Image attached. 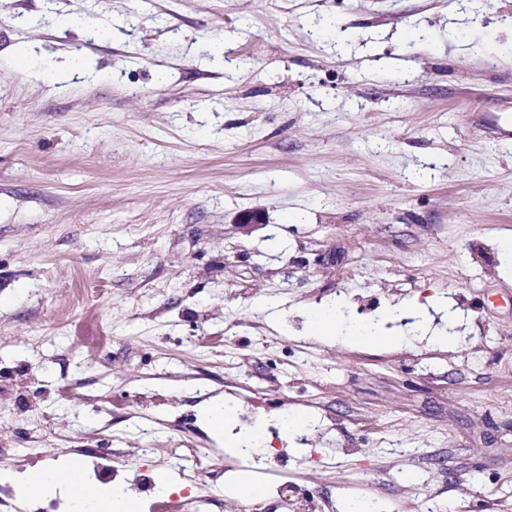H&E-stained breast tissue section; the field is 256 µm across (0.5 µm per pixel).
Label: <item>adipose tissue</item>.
<instances>
[{"mask_svg": "<svg viewBox=\"0 0 512 512\" xmlns=\"http://www.w3.org/2000/svg\"><path fill=\"white\" fill-rule=\"evenodd\" d=\"M29 495L40 497L60 493L70 498L72 512H136V503L123 486L88 490L83 473L47 467L32 471L26 479Z\"/></svg>", "mask_w": 512, "mask_h": 512, "instance_id": "ef3b65f1", "label": "adipose tissue"}]
</instances>
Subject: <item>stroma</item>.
<instances>
[{"mask_svg":"<svg viewBox=\"0 0 512 512\" xmlns=\"http://www.w3.org/2000/svg\"><path fill=\"white\" fill-rule=\"evenodd\" d=\"M510 236L512 0H0V484L512 512ZM337 300L397 342L311 335ZM233 415L226 409L224 400L211 402L205 409L204 420L210 430L218 437L224 438L226 428L230 425ZM169 448L170 465H179L184 472L195 474L196 471L203 469L206 464V457L200 455L193 448ZM191 463V464H190Z\"/></svg>","mask_w":512,"mask_h":512,"instance_id":"stroma-1","label":"stroma"}]
</instances>
